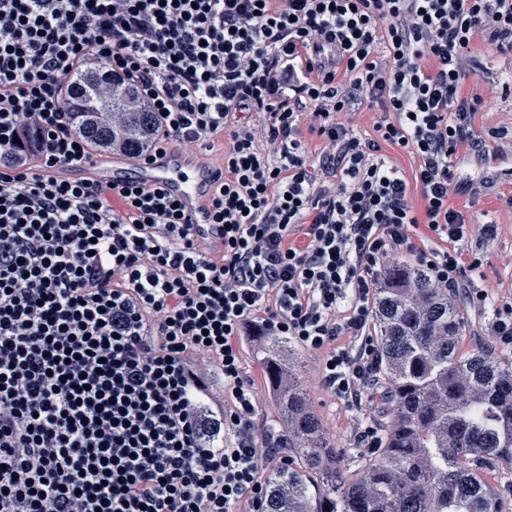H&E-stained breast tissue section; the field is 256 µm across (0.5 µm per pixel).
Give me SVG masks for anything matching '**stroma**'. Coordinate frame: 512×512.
Returning a JSON list of instances; mask_svg holds the SVG:
<instances>
[{"mask_svg":"<svg viewBox=\"0 0 512 512\" xmlns=\"http://www.w3.org/2000/svg\"><path fill=\"white\" fill-rule=\"evenodd\" d=\"M512 74V54L499 55L484 60L470 90L479 93L483 99L480 109L470 116V125L475 135L485 141L484 163L468 161L456 164L455 173L459 181L481 179L487 184L478 195L454 193L448 204L463 211L469 221L492 222L498 230L494 236L473 235L468 242L470 250L480 253L483 259L481 272L487 285L497 289L502 296L512 295V176L502 174L500 159L512 156V145H500L491 138L493 130L512 129V91L502 88V83ZM244 360L253 389L260 398L257 424L260 430L273 434H284L280 412L276 405L270 381L264 370L262 354L252 340H245ZM302 380L310 392L312 405L318 414L324 431L333 438L346 458L359 456V449L350 447L347 436L356 416L342 401L334 399L319 383L316 356L304 355L300 366Z\"/></svg>","mask_w":512,"mask_h":512,"instance_id":"35a3bbf8","label":"stroma"}]
</instances>
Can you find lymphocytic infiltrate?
<instances>
[{"label":"lymphocytic infiltrate","instance_id":"lymphocytic-infiltrate-1","mask_svg":"<svg viewBox=\"0 0 512 512\" xmlns=\"http://www.w3.org/2000/svg\"><path fill=\"white\" fill-rule=\"evenodd\" d=\"M478 39L512 52V0H0V512H268L265 473L292 460L259 435L243 336L315 354L322 388L361 409L375 290L403 256L492 308L485 331L512 348V301L463 249L497 227L448 204L484 188L453 177L460 148L484 157L463 91ZM96 70L156 115L149 157L228 135L222 245L161 188L93 179L129 153L67 108ZM374 105L373 137L353 136ZM384 143L417 157L413 181ZM421 225L447 247L416 244ZM383 116L378 107L369 108L364 106L359 112H355L352 119L354 132L362 137L365 134H372L373 125Z\"/></svg>","mask_w":512,"mask_h":512}]
</instances>
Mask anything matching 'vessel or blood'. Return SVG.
Wrapping results in <instances>:
<instances>
[{
	"label": "vessel or blood",
	"mask_w": 512,
	"mask_h": 512,
	"mask_svg": "<svg viewBox=\"0 0 512 512\" xmlns=\"http://www.w3.org/2000/svg\"><path fill=\"white\" fill-rule=\"evenodd\" d=\"M137 178L142 183L161 187L179 202L194 238L208 242L221 240V227L213 223L209 210L210 173L206 168L197 166L192 158L168 155L155 161H139Z\"/></svg>",
	"instance_id": "vessel-or-blood-1"
}]
</instances>
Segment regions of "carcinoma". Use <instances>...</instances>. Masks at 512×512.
Masks as SVG:
<instances>
[{
	"instance_id": "carcinoma-1",
	"label": "carcinoma",
	"mask_w": 512,
	"mask_h": 512,
	"mask_svg": "<svg viewBox=\"0 0 512 512\" xmlns=\"http://www.w3.org/2000/svg\"><path fill=\"white\" fill-rule=\"evenodd\" d=\"M90 139L106 124L78 102ZM152 117L127 112L122 129L136 151L148 144ZM380 376L391 417L380 447L349 462L325 434L300 384L299 362L280 336H260L263 365L285 414L295 462L269 476L268 512H512L487 473L512 470V356L492 346L461 351L463 321L448 293L426 273L395 261L375 294Z\"/></svg>"
}]
</instances>
